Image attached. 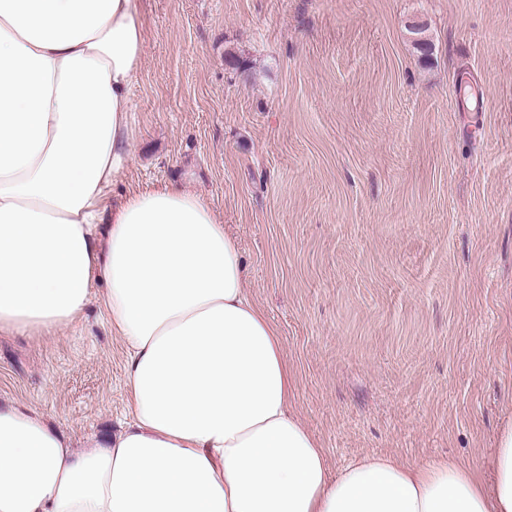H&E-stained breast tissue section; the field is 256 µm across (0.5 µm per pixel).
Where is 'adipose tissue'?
<instances>
[{
  "instance_id": "adipose-tissue-1",
  "label": "adipose tissue",
  "mask_w": 512,
  "mask_h": 512,
  "mask_svg": "<svg viewBox=\"0 0 512 512\" xmlns=\"http://www.w3.org/2000/svg\"><path fill=\"white\" fill-rule=\"evenodd\" d=\"M141 0H0V331H57L94 282L131 420L76 449L0 406V512H512V421L488 475L366 456L329 475L277 327L199 195L108 205L129 162Z\"/></svg>"
}]
</instances>
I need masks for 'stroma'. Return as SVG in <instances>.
I'll list each match as a JSON object with an SVG mask.
<instances>
[{
    "instance_id": "1",
    "label": "stroma",
    "mask_w": 512,
    "mask_h": 512,
    "mask_svg": "<svg viewBox=\"0 0 512 512\" xmlns=\"http://www.w3.org/2000/svg\"><path fill=\"white\" fill-rule=\"evenodd\" d=\"M141 20L112 202L177 182L228 224L330 471L486 467L512 417V0H142ZM126 362L93 298L0 335V401L81 446L128 420Z\"/></svg>"
}]
</instances>
